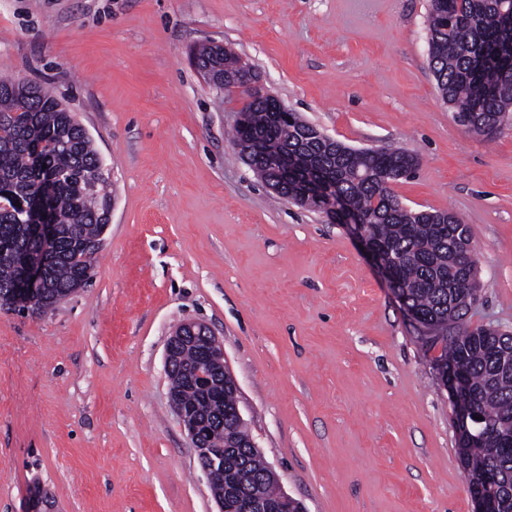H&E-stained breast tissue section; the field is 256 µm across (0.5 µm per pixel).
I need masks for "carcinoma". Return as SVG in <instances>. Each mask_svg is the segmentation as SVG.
<instances>
[{"label": "carcinoma", "mask_w": 512, "mask_h": 512, "mask_svg": "<svg viewBox=\"0 0 512 512\" xmlns=\"http://www.w3.org/2000/svg\"><path fill=\"white\" fill-rule=\"evenodd\" d=\"M512 14V0H431L429 57L442 99L458 124L484 136L485 127L512 119V25L499 17ZM197 65L221 63L235 70L238 57L220 59L212 47L193 54ZM243 123L233 142L244 150V162L265 184L276 181L292 200L309 196V207L333 222L358 224L386 263L407 311L426 330L438 381L461 379L457 402L477 410L497 437L512 442V334L471 326L467 315L479 289L472 256L461 260L469 227L450 212L405 207L393 185L409 178L417 158L401 149L372 153L345 143L322 140L294 116L284 127L273 103L249 99L240 109ZM40 151L45 176L53 178L48 201L55 228L56 256L45 266L42 288L33 295V314L46 313L60 294L93 271L98 251L85 245L100 240V215L111 203L109 178L98 167L93 140L73 114L47 90L21 78H0V307L23 286V265L41 252L42 241L30 225L20 223V206L41 207L30 160ZM288 156V176L270 159ZM194 362L187 353L170 375L193 415L224 425V485L237 512H306L292 497L281 501L277 483L260 451L250 447L245 423L230 415L238 394L224 388L220 401L188 382L185 370ZM457 455L473 498L484 491L483 475L493 472L499 512H512V445H472L458 435Z\"/></svg>", "instance_id": "carcinoma-1"}]
</instances>
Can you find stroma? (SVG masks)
<instances>
[{"mask_svg":"<svg viewBox=\"0 0 512 512\" xmlns=\"http://www.w3.org/2000/svg\"><path fill=\"white\" fill-rule=\"evenodd\" d=\"M429 0H0V76L50 90L107 169L90 281L0 310V512H217L168 400L165 344L207 324L281 487L307 512H477L420 330L344 225L256 178L232 48L328 136L403 148L409 208L470 227L472 325L512 332V126L467 132L429 66Z\"/></svg>","mask_w":512,"mask_h":512,"instance_id":"stroma-1","label":"stroma"}]
</instances>
